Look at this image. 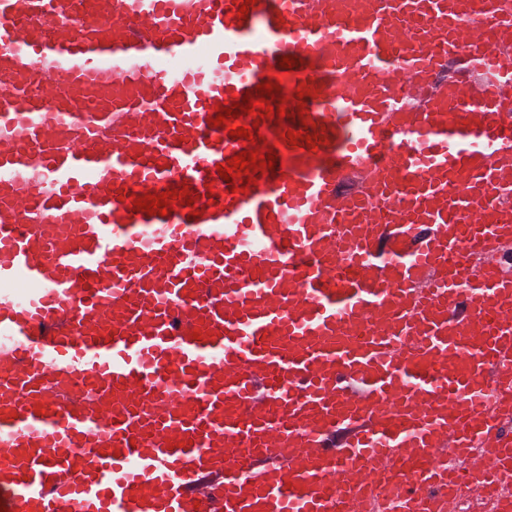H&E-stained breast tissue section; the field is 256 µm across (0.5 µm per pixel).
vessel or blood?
<instances>
[{
    "label": "vessel or blood",
    "mask_w": 512,
    "mask_h": 512,
    "mask_svg": "<svg viewBox=\"0 0 512 512\" xmlns=\"http://www.w3.org/2000/svg\"><path fill=\"white\" fill-rule=\"evenodd\" d=\"M244 3L0 0V507L512 512V0Z\"/></svg>",
    "instance_id": "1"
}]
</instances>
